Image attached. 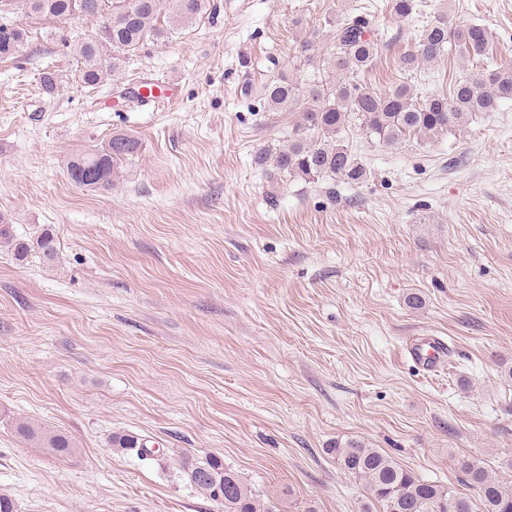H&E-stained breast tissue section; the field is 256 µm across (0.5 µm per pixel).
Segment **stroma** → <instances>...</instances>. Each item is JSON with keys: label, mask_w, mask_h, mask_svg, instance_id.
I'll list each match as a JSON object with an SVG mask.
<instances>
[{"label": "stroma", "mask_w": 512, "mask_h": 512, "mask_svg": "<svg viewBox=\"0 0 512 512\" xmlns=\"http://www.w3.org/2000/svg\"><path fill=\"white\" fill-rule=\"evenodd\" d=\"M217 2L94 88L72 46L99 20L13 16L27 37L0 58V214L21 241L53 228L58 257L0 247V494L16 512H220L180 468L215 454L277 512H361L334 453L351 440L461 493L464 460L512 488V99L433 140L345 128L366 182L274 189L254 158L287 145L298 114L242 95L239 65L250 56L259 84L331 80L333 33L358 6L379 43L370 90L400 79L441 14L485 26L489 66L512 64V0H415L402 19L390 0ZM475 66L453 53L410 83L439 93ZM171 78L176 104L126 98ZM118 133L140 148L111 190L71 183L67 159ZM433 337L452 353L428 371L406 344ZM17 418L76 452L26 443ZM115 434L154 458L115 451ZM14 430L23 440L37 444L40 448H47L59 457H68L77 448L76 441L70 435L52 431L27 419L16 420Z\"/></svg>", "instance_id": "35a3bbf8"}]
</instances>
